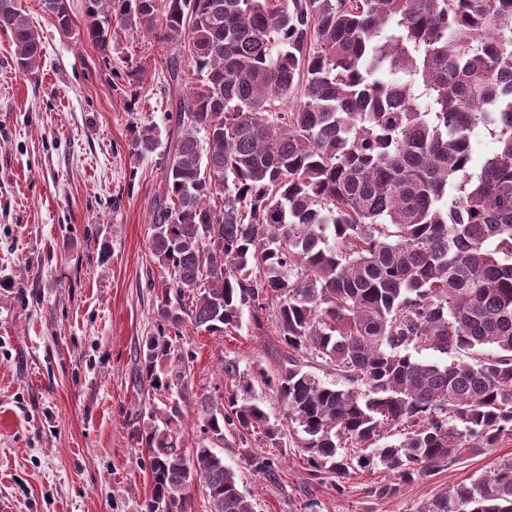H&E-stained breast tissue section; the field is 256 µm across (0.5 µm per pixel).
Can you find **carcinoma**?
<instances>
[{
	"label": "carcinoma",
	"mask_w": 512,
	"mask_h": 512,
	"mask_svg": "<svg viewBox=\"0 0 512 512\" xmlns=\"http://www.w3.org/2000/svg\"><path fill=\"white\" fill-rule=\"evenodd\" d=\"M40 2L69 32L68 0ZM87 17L103 50L112 21L159 29L175 49L177 133L151 224L169 279L167 326L143 345L155 400L137 435L144 512H192L195 484L205 512H254L216 452L226 431L280 446L282 428L238 395L251 376L223 364L233 389L220 408L202 403L188 450L172 392L185 372H157L185 364L166 329L228 333L246 310L260 325L272 307L288 357L261 382L313 476L379 470L389 480L370 494L385 499L512 439V0H88ZM0 33L34 72L43 36L18 0H0ZM479 126L498 147L474 179ZM158 148L151 134L132 141ZM411 346L466 359L424 362ZM418 512H512V460Z\"/></svg>",
	"instance_id": "obj_1"
}]
</instances>
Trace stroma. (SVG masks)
<instances>
[{
  "label": "stroma",
  "instance_id": "stroma-1",
  "mask_svg": "<svg viewBox=\"0 0 512 512\" xmlns=\"http://www.w3.org/2000/svg\"><path fill=\"white\" fill-rule=\"evenodd\" d=\"M19 5L45 55L21 74L0 35V512H143L151 484L136 430L149 407L143 343L157 330L165 274L150 247L163 165L131 141L139 130L171 137L172 48L139 31L99 48L86 35L88 0H69L66 34L37 0ZM177 346L192 357L189 449L201 399L221 403L230 387L222 362L272 375L288 354L272 321L258 327L247 314L229 336L185 328ZM263 450L232 432L220 450L255 512H418L511 460L512 440L387 499L369 492L376 473L309 475L290 435L259 473L247 457Z\"/></svg>",
  "mask_w": 512,
  "mask_h": 512
}]
</instances>
